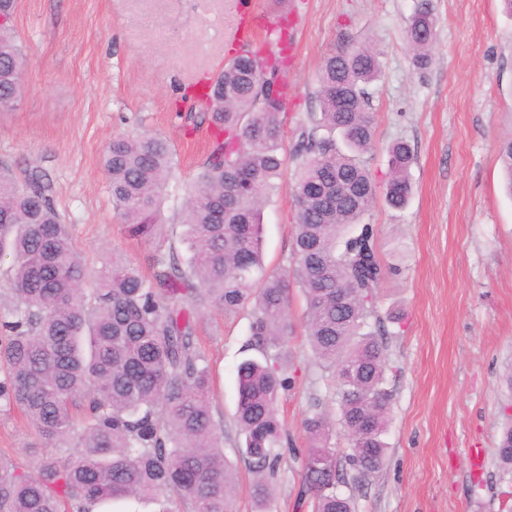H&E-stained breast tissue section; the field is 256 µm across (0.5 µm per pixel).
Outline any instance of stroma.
Returning a JSON list of instances; mask_svg holds the SVG:
<instances>
[{"label": "stroma", "mask_w": 512, "mask_h": 512, "mask_svg": "<svg viewBox=\"0 0 512 512\" xmlns=\"http://www.w3.org/2000/svg\"><path fill=\"white\" fill-rule=\"evenodd\" d=\"M435 23L434 61L417 69L405 25L417 0H17L14 30L26 54L25 93L0 114V159L15 170L42 168L92 270L119 259L150 274L156 241L127 236L112 209L102 165L114 135L166 137L182 185L192 183L211 139L185 133L174 118L188 88L219 71L246 28L251 50L269 53L267 26L290 19L285 72L286 144L317 111L316 77L325 56L369 40L382 74L369 89L376 119L368 155L384 181L388 147L407 141L415 155L413 194L401 210L377 199L366 223L377 228L389 273L376 306L386 330L391 394L384 468L355 496L356 512H499L512 491V465L497 454L512 391V195L503 191L498 147L512 140V13L502 0H427ZM171 190L159 221L178 230L183 204ZM296 207L282 185L262 210L268 270L292 262ZM290 350L303 365L281 393L288 433L272 480L271 512H300L304 420L314 404L337 414L332 389L313 364L306 304L290 291ZM250 308L210 310L197 336L212 372L214 415L234 463L238 512H253V476L237 460L236 367L245 356ZM30 428L0 414V459L24 465Z\"/></svg>", "instance_id": "obj_1"}]
</instances>
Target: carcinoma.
<instances>
[{
    "instance_id": "carcinoma-1",
    "label": "carcinoma",
    "mask_w": 512,
    "mask_h": 512,
    "mask_svg": "<svg viewBox=\"0 0 512 512\" xmlns=\"http://www.w3.org/2000/svg\"><path fill=\"white\" fill-rule=\"evenodd\" d=\"M407 41L417 66L431 61L433 19L419 3ZM25 54L12 22L0 25V112L22 99ZM261 63L237 50L185 120L208 123L214 141L185 193L180 243L151 256L153 279L131 263L112 262L86 274L70 226L55 204L49 176L24 177L0 161V258L10 260L12 302L0 311V411L17 412L35 437L28 469L0 460V512H86L96 503L150 500L158 512H235L233 467L224 456V425L211 402L209 362L196 323L204 311L226 314L251 304L245 350L237 366L236 448L254 476L255 512H269L274 477L288 444L279 418L280 392L294 382L288 290L306 300L314 361L331 375L339 419L315 410L304 421L309 445L302 464L311 512H355L342 487L385 464L390 402L378 290L388 270L377 230L363 219L378 186L367 154L375 116L367 86L381 74L367 41L327 55L316 92L320 111L296 129L282 153L288 93L286 58ZM295 165L294 265L267 271L261 210L280 187L286 160ZM512 192V141L499 147ZM414 154L404 141L389 147L386 202L405 207ZM104 166L112 207L129 236L161 234L158 215L177 166L170 144L153 133L118 134ZM348 438L340 462L322 463L335 426ZM67 452L45 456L41 448ZM512 464V422L498 444Z\"/></svg>"
}]
</instances>
